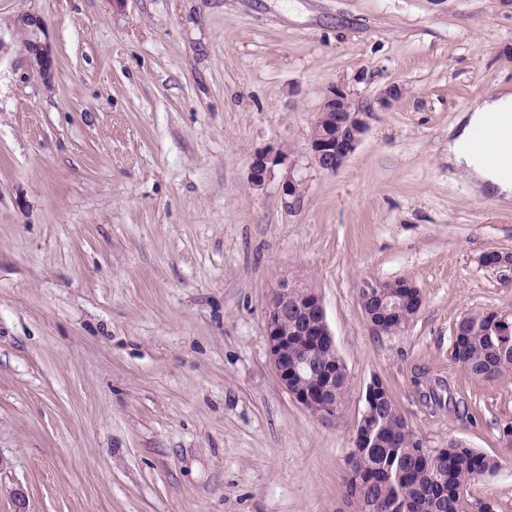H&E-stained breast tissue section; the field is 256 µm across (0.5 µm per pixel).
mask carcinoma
<instances>
[{"instance_id": "cac0c4a2", "label": "carcinoma", "mask_w": 512, "mask_h": 512, "mask_svg": "<svg viewBox=\"0 0 512 512\" xmlns=\"http://www.w3.org/2000/svg\"><path fill=\"white\" fill-rule=\"evenodd\" d=\"M491 312L456 325L454 358L476 378L492 380L512 369V327L488 335ZM377 440L348 457L345 495L353 512H494L469 493L472 481L495 472L499 461L450 440L438 450L415 447L398 406L372 416ZM438 455H433V452Z\"/></svg>"}]
</instances>
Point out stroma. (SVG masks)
Returning a JSON list of instances; mask_svg holds the SVG:
<instances>
[{
	"mask_svg": "<svg viewBox=\"0 0 512 512\" xmlns=\"http://www.w3.org/2000/svg\"><path fill=\"white\" fill-rule=\"evenodd\" d=\"M0 39V512H350L376 378L428 447L497 458L470 493L512 512V371L454 358L462 317L512 313V268L479 262L512 255V204L448 166L473 101L512 91V0H0ZM335 86L375 110L331 173L306 144ZM283 277L323 300L336 418L271 363ZM398 277L423 305L374 333L359 290ZM441 385L467 413L432 409ZM21 25L26 31L27 37L24 44L34 64L42 74H47L52 66L51 46L44 36L40 19L32 15H26L21 19ZM278 162L276 156L269 152L259 151L253 155L250 164L249 178L253 185L261 186L271 175L272 167Z\"/></svg>",
	"mask_w": 512,
	"mask_h": 512,
	"instance_id": "obj_1",
	"label": "stroma"
}]
</instances>
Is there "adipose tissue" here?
<instances>
[{"mask_svg": "<svg viewBox=\"0 0 512 512\" xmlns=\"http://www.w3.org/2000/svg\"><path fill=\"white\" fill-rule=\"evenodd\" d=\"M512 124V94L499 92L473 103L464 123L448 133V164L468 178L476 190L493 194L499 202H512V182L502 180L486 155H499L496 130ZM482 137L481 148H474L475 137ZM505 165H512L511 155H499Z\"/></svg>", "mask_w": 512, "mask_h": 512, "instance_id": "1", "label": "adipose tissue"}]
</instances>
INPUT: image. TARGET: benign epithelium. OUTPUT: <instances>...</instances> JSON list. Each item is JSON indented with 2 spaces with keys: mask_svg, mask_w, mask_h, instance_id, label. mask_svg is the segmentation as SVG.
<instances>
[{
  "mask_svg": "<svg viewBox=\"0 0 512 512\" xmlns=\"http://www.w3.org/2000/svg\"><path fill=\"white\" fill-rule=\"evenodd\" d=\"M27 37L24 44L34 64L42 74L52 66L51 46L46 38L40 19L27 15L21 19ZM373 106L361 107L342 88L334 87L324 100L314 122L307 143V150L314 163L322 170L335 172L355 153L368 129ZM277 158L268 152L259 151L253 155L249 178L253 185L260 186L271 175ZM382 280L373 278L365 281L361 294L374 297L376 309L366 312L369 327L376 333L382 332V320L397 313L400 307L411 300L423 305V295L409 279L401 287L403 294L379 291ZM265 334L271 360L282 386L311 414L321 418L337 416L341 386L347 376L342 361L328 364L324 370L322 386L317 391L306 388L304 374L320 359V349L325 344L335 346L328 326L320 296L313 290L281 278L271 290L265 313ZM298 336H310L307 347L295 344ZM393 403V398L379 380L372 381L365 393V410L359 419L353 440L354 448L372 447L373 430L370 426L369 411L373 407Z\"/></svg>",
  "mask_w": 512,
  "mask_h": 512,
  "instance_id": "7a95c632",
  "label": "benign epithelium"
}]
</instances>
